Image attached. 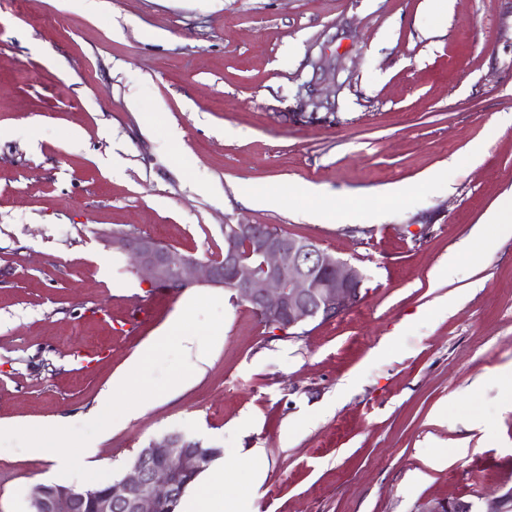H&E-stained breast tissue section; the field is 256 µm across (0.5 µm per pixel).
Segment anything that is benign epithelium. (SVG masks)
Listing matches in <instances>:
<instances>
[{
	"label": "benign epithelium",
	"mask_w": 512,
	"mask_h": 512,
	"mask_svg": "<svg viewBox=\"0 0 512 512\" xmlns=\"http://www.w3.org/2000/svg\"><path fill=\"white\" fill-rule=\"evenodd\" d=\"M224 257L201 260L151 236L114 232L112 249L130 256L133 269L152 288L180 291L194 285L228 288L250 304L262 324L283 332L327 320L361 299L364 275L309 238L273 231L265 224H226ZM221 454L174 432L141 449L131 473L104 490L38 485L32 512H78L91 499L96 512H175L187 486ZM483 512H512V490L485 501ZM418 512H473L461 499L432 500Z\"/></svg>",
	"instance_id": "benign-epithelium-1"
}]
</instances>
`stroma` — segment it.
<instances>
[{"label": "stroma", "instance_id": "obj_1", "mask_svg": "<svg viewBox=\"0 0 512 512\" xmlns=\"http://www.w3.org/2000/svg\"><path fill=\"white\" fill-rule=\"evenodd\" d=\"M0 0V422L68 420L105 439L91 486L180 432L220 449L244 512H482L512 490V239L436 269L512 189V0ZM449 169V179L423 183ZM321 187L320 200L298 191ZM420 184L387 218L341 208ZM256 188L276 205L244 207ZM335 206V222L308 221ZM269 224L366 276L337 317L274 332L227 288L148 287L110 232L200 259L223 227ZM213 353L174 396L175 316ZM147 350L152 407L100 396ZM254 448L262 455L246 462ZM18 431L0 440V512L76 485ZM473 504L461 499L432 500L422 505L418 512H473Z\"/></svg>", "mask_w": 512, "mask_h": 512}]
</instances>
